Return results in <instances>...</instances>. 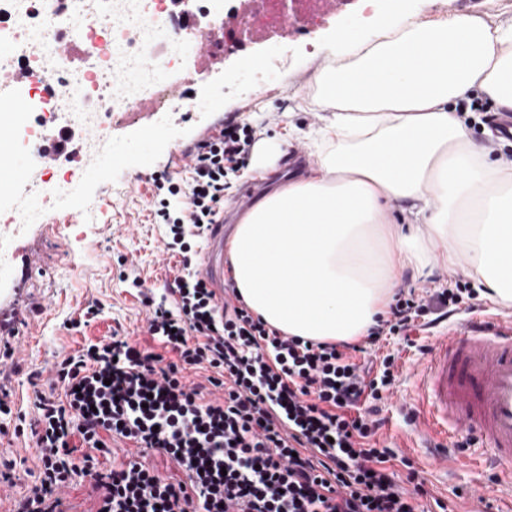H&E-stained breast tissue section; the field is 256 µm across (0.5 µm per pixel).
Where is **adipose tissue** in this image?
Masks as SVG:
<instances>
[{"label":"adipose tissue","instance_id":"ef3b65f1","mask_svg":"<svg viewBox=\"0 0 512 512\" xmlns=\"http://www.w3.org/2000/svg\"><path fill=\"white\" fill-rule=\"evenodd\" d=\"M316 157L242 214L229 274L268 326L352 341L385 317L405 270L469 260L512 306V160H488L456 115L471 90L512 112V18L400 19L320 69Z\"/></svg>","mask_w":512,"mask_h":512}]
</instances>
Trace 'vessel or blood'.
I'll list each match as a JSON object with an SVG mask.
<instances>
[{
	"mask_svg": "<svg viewBox=\"0 0 512 512\" xmlns=\"http://www.w3.org/2000/svg\"><path fill=\"white\" fill-rule=\"evenodd\" d=\"M223 32L198 33L195 77H202L217 57ZM50 69L0 71V83L10 95L0 99V192L21 186L31 161L52 167L65 143V125L50 124L32 148L31 158L21 157L12 128L25 110V90L34 83L54 86ZM49 244L45 233L17 237L7 273H0V337L26 333L24 314L28 307L30 280L45 273L42 253ZM201 270L213 288L224 287V235L213 231L203 254ZM423 403L419 415L421 432L444 434L449 428L466 432L486 449L487 464L512 478V323H502L480 314L467 319L459 336H439L429 350L420 379Z\"/></svg>",
	"mask_w": 512,
	"mask_h": 512,
	"instance_id": "b4317fda",
	"label": "vessel or blood"
}]
</instances>
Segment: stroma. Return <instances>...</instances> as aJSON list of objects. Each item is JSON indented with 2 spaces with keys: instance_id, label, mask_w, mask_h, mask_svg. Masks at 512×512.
Listing matches in <instances>:
<instances>
[{
  "instance_id": "1",
  "label": "stroma",
  "mask_w": 512,
  "mask_h": 512,
  "mask_svg": "<svg viewBox=\"0 0 512 512\" xmlns=\"http://www.w3.org/2000/svg\"><path fill=\"white\" fill-rule=\"evenodd\" d=\"M506 7L512 9V0H373L365 16L359 0H350L332 13L317 10V24L295 23L268 41L257 36L245 40L238 29L225 30L223 56L212 64L206 83L193 87L203 99L198 110L129 117L125 124L113 125L106 151L95 154L86 146L54 167H34L33 188L64 179L74 200L48 208L38 220L55 246L47 259L49 276L34 279L32 290L35 297L49 300L50 308L32 317L28 335L18 341V360L0 374V397L12 402L11 415L0 417V464L14 466L10 481H0V512H11L15 499L29 492L37 475L33 439L14 432L20 419L37 413L34 373L48 370L57 355L74 354L108 338L116 328L130 339L146 341V307L129 279L136 275L146 286L157 288L173 275L177 261L163 251L165 228L156 223L149 201L156 176L165 173L178 183L189 179L182 162L186 146L207 139L232 117L257 128L260 143L276 150L273 167L260 184L272 191L288 178L306 173L315 162L312 155L299 159L292 151L304 148L305 132L320 123L319 113L303 111L302 105L321 67L339 61L374 37L381 25L402 17L431 18L451 11L482 16ZM281 55L287 56L288 64L273 73L269 84L244 89L247 65ZM26 96L30 113L14 138L19 153H26L46 122L79 128L73 114L57 107L41 87L30 86ZM148 126L156 129L149 138L143 135ZM92 304L98 314L84 320ZM472 311L512 320V306L482 298L474 309L459 306L417 328L409 339L391 337L383 342V351L397 355L402 368L385 403L384 432L415 461L426 488L444 502L447 512H483L488 504L507 512L512 490L484 466L483 449L458 451V435L452 432L447 453L440 457L434 436L418 431L417 385L427 364L418 348L430 345L435 336L457 331L459 321ZM478 484L487 489L485 500L470 494Z\"/></svg>"
}]
</instances>
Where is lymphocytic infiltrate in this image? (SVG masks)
I'll return each instance as SVG.
<instances>
[{"label":"lymphocytic infiltrate","mask_w":512,"mask_h":512,"mask_svg":"<svg viewBox=\"0 0 512 512\" xmlns=\"http://www.w3.org/2000/svg\"><path fill=\"white\" fill-rule=\"evenodd\" d=\"M255 138L248 124L227 123L189 151L186 184L155 178L150 206L179 267L143 302L147 336L171 356L116 332L57 359L31 429L38 481L13 512H61L60 494L80 474L93 480L92 512H426L413 460L379 436L397 359L361 356L381 337H409L429 315L475 298L471 282L461 273L448 290L398 292L357 344L270 328L231 281L216 301L191 241L216 223ZM197 367L208 376L189 380ZM115 438L156 450L185 480L137 460L102 468V447Z\"/></svg>","instance_id":"f902f5d3"}]
</instances>
